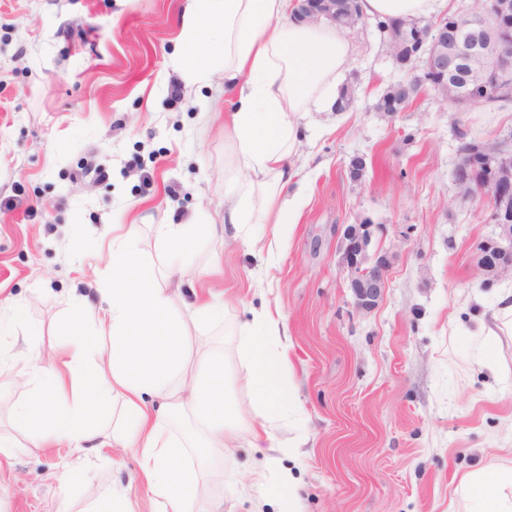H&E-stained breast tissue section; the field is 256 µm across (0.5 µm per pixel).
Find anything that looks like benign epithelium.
Returning <instances> with one entry per match:
<instances>
[{"instance_id":"7a95c632","label":"benign epithelium","mask_w":512,"mask_h":512,"mask_svg":"<svg viewBox=\"0 0 512 512\" xmlns=\"http://www.w3.org/2000/svg\"><path fill=\"white\" fill-rule=\"evenodd\" d=\"M296 14L304 20L336 21L335 0H295ZM498 16L467 12L458 29L474 33V40L465 43L448 41V19L441 18L423 26L417 20L397 21L384 42L393 65L411 71L422 63L423 73L444 76L464 75L470 91L457 93L454 86L444 82L434 86L435 92L448 90L459 109H467L474 98L486 101L512 100V83L490 85L485 74L491 69L501 74L512 73V50L486 35L490 21L507 15L512 17V3L502 0L497 5ZM487 156V170L481 171L471 161L461 158L454 170L457 188H473L479 184L489 190L487 212L495 224L496 237L479 242L473 260L483 279L480 287H491L504 273H512V135L494 145H481ZM378 225L366 219L358 224H344L340 233L339 263L348 277L356 307L370 311L377 307L386 287L391 257L382 249L371 250Z\"/></svg>"}]
</instances>
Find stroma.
<instances>
[{"label": "stroma", "instance_id": "35a3bbf8", "mask_svg": "<svg viewBox=\"0 0 512 512\" xmlns=\"http://www.w3.org/2000/svg\"><path fill=\"white\" fill-rule=\"evenodd\" d=\"M186 0H0V317L23 306L43 343L68 303L93 294L112 227H139L142 263L172 290L177 312L194 299L224 301L222 324L193 332L202 351L234 353L233 327L263 305L279 309L288 358L307 414V443L291 469L305 512H464L460 477L488 459L512 465V393L474 355L477 319L512 276L480 288L472 250L495 232L486 204L460 201L453 182L459 125L471 138L512 133V108L454 111L422 89L395 117L372 111L397 70L377 28L344 30L341 71L354 103L311 112L291 161L303 190L296 224L271 257L235 241L205 240L190 258L203 279H166L153 225L203 213L224 221V116L210 102L223 72L185 87L169 67L180 50ZM366 159L360 178L349 164ZM371 219L392 267L376 308L353 304L338 264L336 228ZM109 466L72 486L76 501L101 485L152 512L136 462L102 448ZM260 448H236L224 512H249ZM79 449L20 451L0 512H52V473Z\"/></svg>", "mask_w": 512, "mask_h": 512}]
</instances>
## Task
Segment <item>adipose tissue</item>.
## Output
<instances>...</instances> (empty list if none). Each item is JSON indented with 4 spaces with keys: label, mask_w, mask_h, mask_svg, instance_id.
Returning <instances> with one entry per match:
<instances>
[{
    "label": "adipose tissue",
    "mask_w": 512,
    "mask_h": 512,
    "mask_svg": "<svg viewBox=\"0 0 512 512\" xmlns=\"http://www.w3.org/2000/svg\"><path fill=\"white\" fill-rule=\"evenodd\" d=\"M445 0H359L363 15L387 21L422 19ZM184 50L170 62L188 83L208 81L224 70V139L230 161L224 176V224L200 216L155 227L157 249L170 272L185 274L198 244L224 233L256 251L255 224H293L288 195L295 173L289 161L301 143L302 121L312 111L331 108L339 95V74L352 47L339 28L302 22L292 0H190L180 21ZM138 227L122 225L112 237L106 266L107 286L99 303H71L57 328V349L35 347L39 328L27 324L21 306L0 320V335L20 334L19 353L0 351V364L20 363L29 390L13 409L25 429L27 445L42 448L66 441L82 452L79 460L55 475L61 489L88 479L99 460V439L136 458L153 512H222L221 502L201 508L202 463H222L239 440L266 449L253 470L251 512L275 503L279 512H304L303 500L283 458H295L305 444L304 414L293 390L287 349L291 339L279 312L262 308L238 325L237 361L213 347L191 358L190 326L224 320V305L202 300L190 318L176 314L168 289L150 282L135 260ZM110 335L103 350L100 338ZM482 343L477 363L491 366V346L512 334V290L502 291L489 318L477 331ZM244 381L251 411L239 412L229 387ZM121 401V422L104 434L101 419ZM190 413L195 433L180 436L169 422ZM291 430L277 439L276 429ZM465 512H512V468L490 463L464 475L454 489Z\"/></svg>",
    "instance_id": "1"
}]
</instances>
